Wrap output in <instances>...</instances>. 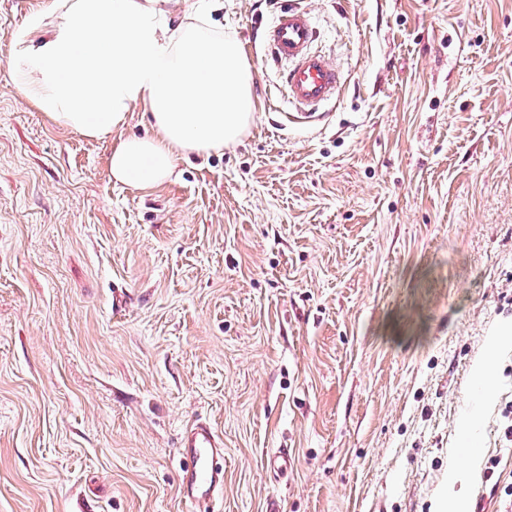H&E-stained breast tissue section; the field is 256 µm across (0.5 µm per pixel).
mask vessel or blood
Instances as JSON below:
<instances>
[{
    "instance_id": "1",
    "label": "vessel or blood",
    "mask_w": 512,
    "mask_h": 512,
    "mask_svg": "<svg viewBox=\"0 0 512 512\" xmlns=\"http://www.w3.org/2000/svg\"><path fill=\"white\" fill-rule=\"evenodd\" d=\"M316 28L311 14L291 9L273 18L263 31L267 59L282 64L293 119L313 118L315 110L335 98L341 78L333 64L314 49ZM179 454L180 492L186 503L199 506L224 491L223 441L207 422L198 420L182 434Z\"/></svg>"
}]
</instances>
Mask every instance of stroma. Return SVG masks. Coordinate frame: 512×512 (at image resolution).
I'll list each match as a JSON object with an SVG mask.
<instances>
[{"mask_svg":"<svg viewBox=\"0 0 512 512\" xmlns=\"http://www.w3.org/2000/svg\"><path fill=\"white\" fill-rule=\"evenodd\" d=\"M223 2L251 124L142 190L18 93L0 0V512H188L197 418L217 512H512V0ZM291 8L343 75L306 123L256 48ZM224 444L206 421L196 420L182 434L179 454L185 461L180 470V492L186 503L208 504L224 491ZM222 459L223 463H218Z\"/></svg>","mask_w":512,"mask_h":512,"instance_id":"35a3bbf8","label":"stroma"}]
</instances>
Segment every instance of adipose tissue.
I'll list each match as a JSON object with an SVG mask.
<instances>
[{
  "mask_svg": "<svg viewBox=\"0 0 512 512\" xmlns=\"http://www.w3.org/2000/svg\"><path fill=\"white\" fill-rule=\"evenodd\" d=\"M177 0H43L11 34L18 91L54 124L108 140L117 182L147 190L176 160L236 144L255 110L250 65L209 11ZM152 132L113 138L130 112Z\"/></svg>",
  "mask_w": 512,
  "mask_h": 512,
  "instance_id": "obj_1",
  "label": "adipose tissue"
}]
</instances>
